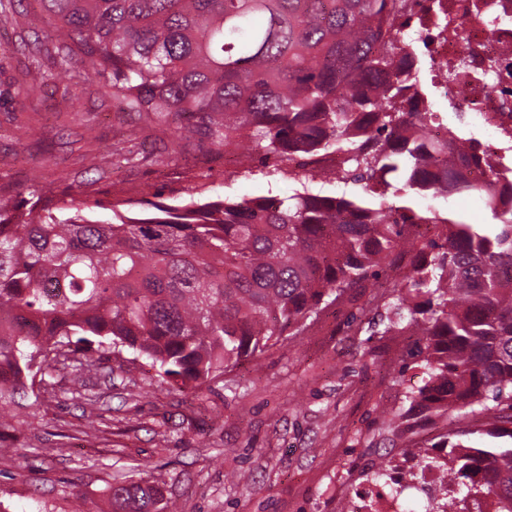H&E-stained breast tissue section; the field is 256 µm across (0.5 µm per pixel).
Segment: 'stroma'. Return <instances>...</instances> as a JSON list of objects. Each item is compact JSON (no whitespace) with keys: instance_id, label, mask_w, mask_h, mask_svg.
<instances>
[{"instance_id":"obj_1","label":"stroma","mask_w":512,"mask_h":512,"mask_svg":"<svg viewBox=\"0 0 512 512\" xmlns=\"http://www.w3.org/2000/svg\"><path fill=\"white\" fill-rule=\"evenodd\" d=\"M39 0L0 30V188L28 198L32 172L109 220L153 216V203L242 201L310 192L359 196L330 173L291 178V163L253 154L234 169L198 137L126 112L106 81L73 60L71 80L27 40ZM352 290L298 335L198 391L161 381L131 353L106 361L84 397L54 372L50 404L18 397L0 429V512H109L114 475L154 476L179 512H337L354 476L396 439L395 412L423 378L415 337L386 333L395 309Z\"/></svg>"}]
</instances>
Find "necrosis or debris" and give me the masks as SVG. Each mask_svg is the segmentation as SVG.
I'll return each instance as SVG.
<instances>
[{"label":"necrosis or debris","instance_id":"1","mask_svg":"<svg viewBox=\"0 0 512 512\" xmlns=\"http://www.w3.org/2000/svg\"><path fill=\"white\" fill-rule=\"evenodd\" d=\"M402 19L429 53L428 81L488 134L485 155L512 152V0H404Z\"/></svg>","mask_w":512,"mask_h":512}]
</instances>
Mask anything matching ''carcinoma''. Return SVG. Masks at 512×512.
<instances>
[{"label":"carcinoma","instance_id":"obj_1","mask_svg":"<svg viewBox=\"0 0 512 512\" xmlns=\"http://www.w3.org/2000/svg\"><path fill=\"white\" fill-rule=\"evenodd\" d=\"M39 54L71 75L81 54L128 112L173 124L216 151L244 147L291 161L336 153L339 180L366 196L308 192L102 223L68 191L26 209L0 203V426L27 385L86 390L96 351L128 350L195 389L255 359L355 288H378L404 255L385 332L418 337L427 380L398 425L404 456L440 469L425 512H512V176L478 142L428 140L438 112H403L420 94L419 57L395 25V0H40ZM24 0H0V24ZM435 202L475 196L491 222L396 206L385 190ZM425 224L433 234L410 235ZM495 405L489 407L485 401ZM476 405L478 426L448 427ZM487 436L490 447L471 445ZM389 450L372 463L388 473ZM110 512H169L152 481L114 479Z\"/></svg>","mask_w":512,"mask_h":512}]
</instances>
